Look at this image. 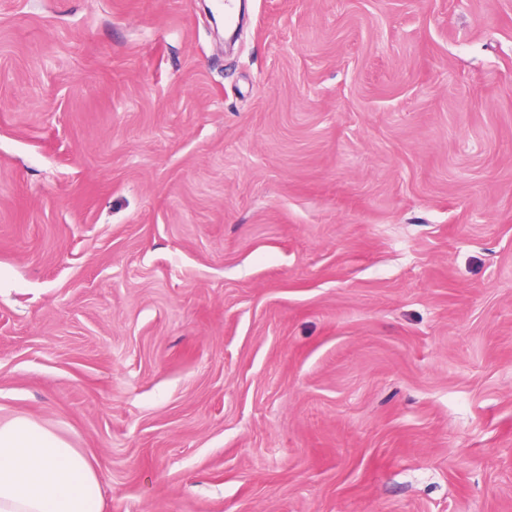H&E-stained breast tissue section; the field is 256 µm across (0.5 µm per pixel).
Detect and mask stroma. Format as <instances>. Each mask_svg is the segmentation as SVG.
<instances>
[{
	"instance_id": "obj_1",
	"label": "stroma",
	"mask_w": 512,
	"mask_h": 512,
	"mask_svg": "<svg viewBox=\"0 0 512 512\" xmlns=\"http://www.w3.org/2000/svg\"><path fill=\"white\" fill-rule=\"evenodd\" d=\"M0 413L103 512H512V0H0Z\"/></svg>"
}]
</instances>
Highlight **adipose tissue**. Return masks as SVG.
<instances>
[{
    "instance_id": "ef3b65f1",
    "label": "adipose tissue",
    "mask_w": 512,
    "mask_h": 512,
    "mask_svg": "<svg viewBox=\"0 0 512 512\" xmlns=\"http://www.w3.org/2000/svg\"><path fill=\"white\" fill-rule=\"evenodd\" d=\"M90 459L37 421L0 420V512H100Z\"/></svg>"
}]
</instances>
